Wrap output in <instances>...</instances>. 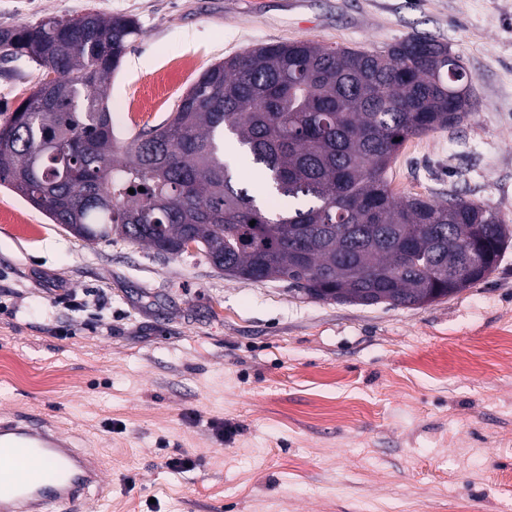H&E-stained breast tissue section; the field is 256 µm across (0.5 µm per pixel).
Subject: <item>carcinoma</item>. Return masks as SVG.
<instances>
[{"mask_svg": "<svg viewBox=\"0 0 512 512\" xmlns=\"http://www.w3.org/2000/svg\"><path fill=\"white\" fill-rule=\"evenodd\" d=\"M140 35L135 19L97 12L0 29L1 61L64 63L0 124V137L16 135L0 149V186L71 236L164 256L193 245L227 277L353 304L372 290L394 307L435 302L497 268L512 231L495 209L454 194L398 198L387 178L406 141L473 114L471 77L445 44H261L211 65L164 123L120 146L100 108ZM226 133L275 213L224 161Z\"/></svg>", "mask_w": 512, "mask_h": 512, "instance_id": "1", "label": "carcinoma"}]
</instances>
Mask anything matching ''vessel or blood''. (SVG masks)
Masks as SVG:
<instances>
[{"mask_svg":"<svg viewBox=\"0 0 512 512\" xmlns=\"http://www.w3.org/2000/svg\"><path fill=\"white\" fill-rule=\"evenodd\" d=\"M102 467L69 433L39 415L0 417V512H87Z\"/></svg>","mask_w":512,"mask_h":512,"instance_id":"vessel-or-blood-1","label":"vessel or blood"}]
</instances>
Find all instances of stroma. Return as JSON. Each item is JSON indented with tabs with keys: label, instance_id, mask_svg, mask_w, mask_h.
<instances>
[{
	"label": "stroma",
	"instance_id": "1",
	"mask_svg": "<svg viewBox=\"0 0 512 512\" xmlns=\"http://www.w3.org/2000/svg\"><path fill=\"white\" fill-rule=\"evenodd\" d=\"M89 11L143 30L107 80L121 141L260 44H446L477 110L405 142L391 187L512 225V0H0V28ZM41 77L0 63V122ZM511 352L512 247L447 299L336 303L79 241L0 187V414L41 413L101 460L112 490L90 512H512ZM177 453L197 468L171 470Z\"/></svg>",
	"mask_w": 512,
	"mask_h": 512
}]
</instances>
